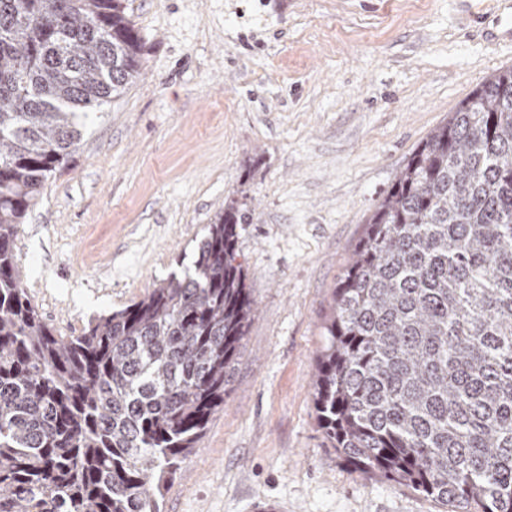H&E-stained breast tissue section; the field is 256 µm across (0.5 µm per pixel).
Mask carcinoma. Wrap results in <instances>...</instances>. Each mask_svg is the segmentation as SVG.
<instances>
[{"label": "carcinoma", "instance_id": "1", "mask_svg": "<svg viewBox=\"0 0 512 512\" xmlns=\"http://www.w3.org/2000/svg\"><path fill=\"white\" fill-rule=\"evenodd\" d=\"M143 63L124 0H0V512H163L254 315L236 201L192 265L77 336L23 287L17 225ZM324 330L313 396L338 454L448 512H512L511 68L413 150Z\"/></svg>", "mask_w": 512, "mask_h": 512}]
</instances>
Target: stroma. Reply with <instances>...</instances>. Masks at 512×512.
<instances>
[{"label":"stroma","mask_w":512,"mask_h":512,"mask_svg":"<svg viewBox=\"0 0 512 512\" xmlns=\"http://www.w3.org/2000/svg\"><path fill=\"white\" fill-rule=\"evenodd\" d=\"M495 0H128L141 75L83 128L17 229L57 335L191 264L225 202L256 304L241 357L165 512H446L351 466L319 427L323 325L365 220L413 149L512 46Z\"/></svg>","instance_id":"obj_1"}]
</instances>
